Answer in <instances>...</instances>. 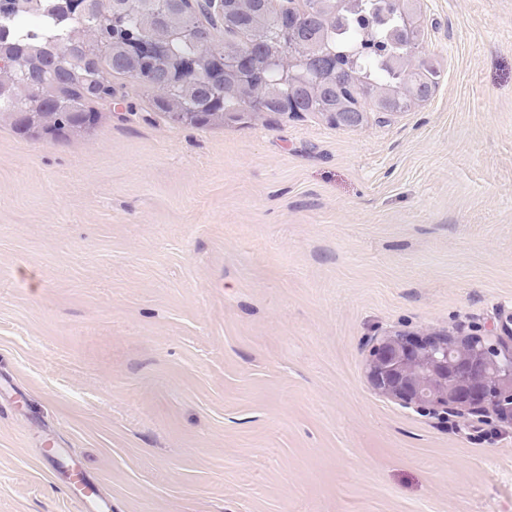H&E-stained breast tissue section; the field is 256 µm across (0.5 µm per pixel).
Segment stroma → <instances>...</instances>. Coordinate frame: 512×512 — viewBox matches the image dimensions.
Returning <instances> with one entry per match:
<instances>
[{
  "instance_id": "35a3bbf8",
  "label": "stroma",
  "mask_w": 512,
  "mask_h": 512,
  "mask_svg": "<svg viewBox=\"0 0 512 512\" xmlns=\"http://www.w3.org/2000/svg\"><path fill=\"white\" fill-rule=\"evenodd\" d=\"M426 102L190 126L128 76L0 121V512H512V425L402 407L376 337L512 311V0H419Z\"/></svg>"
}]
</instances>
